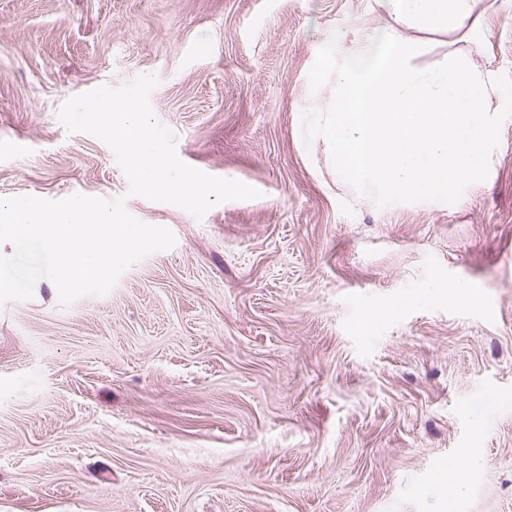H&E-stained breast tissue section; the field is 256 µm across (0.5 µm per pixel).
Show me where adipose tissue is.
<instances>
[{
	"mask_svg": "<svg viewBox=\"0 0 512 512\" xmlns=\"http://www.w3.org/2000/svg\"><path fill=\"white\" fill-rule=\"evenodd\" d=\"M481 2L374 0L378 28L324 36L317 76L331 92L314 102L310 133L327 146L333 169L370 189L372 200H445L488 178L502 122L491 72L467 51L418 62L423 32L478 43L472 18Z\"/></svg>",
	"mask_w": 512,
	"mask_h": 512,
	"instance_id": "1",
	"label": "adipose tissue"
}]
</instances>
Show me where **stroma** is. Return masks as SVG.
Returning <instances> with one entry per match:
<instances>
[{
    "instance_id": "35a3bbf8",
    "label": "stroma",
    "mask_w": 512,
    "mask_h": 512,
    "mask_svg": "<svg viewBox=\"0 0 512 512\" xmlns=\"http://www.w3.org/2000/svg\"><path fill=\"white\" fill-rule=\"evenodd\" d=\"M372 5L0 0V197H121L176 237L107 294L0 304V512H512V0L473 52L500 91L489 181L399 206L299 113L330 92L324 35L380 25ZM150 74L179 158L258 198L199 218L130 194L61 123Z\"/></svg>"
}]
</instances>
